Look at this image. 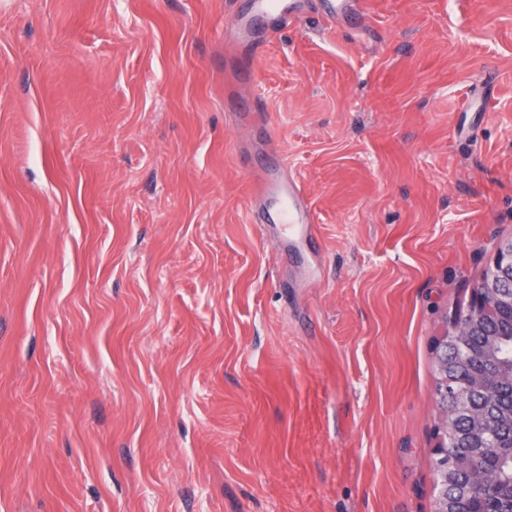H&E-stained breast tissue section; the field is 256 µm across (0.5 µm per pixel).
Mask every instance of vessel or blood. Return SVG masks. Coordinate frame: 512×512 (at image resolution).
Wrapping results in <instances>:
<instances>
[{"mask_svg":"<svg viewBox=\"0 0 512 512\" xmlns=\"http://www.w3.org/2000/svg\"><path fill=\"white\" fill-rule=\"evenodd\" d=\"M313 0H252L249 13L237 17L229 29L238 47L258 50L267 33L304 15ZM322 14L336 21L353 15H363L364 0H314ZM253 200L273 203L271 211L263 213L264 221L273 224L285 236L293 250L316 236V224L305 201L304 190L287 167L261 168L253 177Z\"/></svg>","mask_w":512,"mask_h":512,"instance_id":"obj_1","label":"vessel or blood"}]
</instances>
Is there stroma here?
Listing matches in <instances>:
<instances>
[{
	"mask_svg": "<svg viewBox=\"0 0 512 512\" xmlns=\"http://www.w3.org/2000/svg\"><path fill=\"white\" fill-rule=\"evenodd\" d=\"M370 4L240 85L229 0H0V512H433L435 339L512 236V0ZM268 150L282 165L275 169L260 168L253 177V201L256 204L274 202L275 208L258 213L265 222L273 224L280 237L287 240L292 251L300 250L304 243L316 237V224L305 201L304 190L295 177L288 175L285 157L269 140ZM285 235V236H282Z\"/></svg>",
	"mask_w": 512,
	"mask_h": 512,
	"instance_id": "obj_1",
	"label": "stroma"
}]
</instances>
